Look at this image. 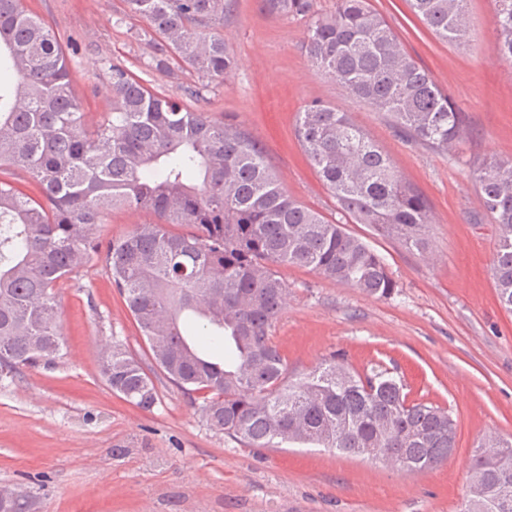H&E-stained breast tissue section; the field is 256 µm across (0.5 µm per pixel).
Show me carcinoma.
I'll list each match as a JSON object with an SVG mask.
<instances>
[{
	"label": "carcinoma",
	"mask_w": 512,
	"mask_h": 512,
	"mask_svg": "<svg viewBox=\"0 0 512 512\" xmlns=\"http://www.w3.org/2000/svg\"><path fill=\"white\" fill-rule=\"evenodd\" d=\"M123 2L117 22L142 20L152 31L148 66L189 69L198 84L162 96L114 61L112 111L89 130L69 67L73 39L62 41L26 0H0V172L22 171L37 190L0 179V377L62 357L55 288L100 252L99 227L112 211L131 208L153 220L105 245L112 284L152 361L184 394L202 396L210 426L252 448H394L391 463L410 474L446 462L456 434L447 410L409 401L401 378L380 366L360 374L333 357L294 379L271 336L288 292L281 266L389 295L395 283L384 258L344 224H366L429 256L426 198L347 113L314 101L299 112L295 134L343 221L293 199L242 125L190 105L236 69L220 33L229 0ZM410 2L436 36L471 39L468 0ZM265 3L303 20L312 65L408 139L437 151L463 140L464 113L369 0H336L329 14L312 0ZM496 4L497 51L512 62V0ZM152 170L163 177L148 178ZM476 181L498 226L497 298L512 311V159L484 161ZM101 373L135 406L157 403L149 373L123 344H112ZM495 448L512 450V438L480 440L464 512H498L499 497L512 495V474L488 461ZM32 506L29 495L0 489V512Z\"/></svg>",
	"instance_id": "carcinoma-1"
}]
</instances>
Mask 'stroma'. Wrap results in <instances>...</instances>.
<instances>
[{
  "label": "stroma",
  "mask_w": 512,
  "mask_h": 512,
  "mask_svg": "<svg viewBox=\"0 0 512 512\" xmlns=\"http://www.w3.org/2000/svg\"><path fill=\"white\" fill-rule=\"evenodd\" d=\"M370 4L464 112L467 134L458 147L417 144L350 97L306 57L304 21L269 14L262 0H234L225 17L224 42L237 67L211 83L208 108L246 128L288 195L327 218H337L336 200L295 136L299 112L313 101L348 113L427 199L431 256L366 225L348 227L384 257L395 283L389 296L282 269L288 294L272 340L293 377L333 355L359 372L374 364L397 371L410 398L452 415V455L409 474L312 446L247 448L211 429L198 402L159 372L157 404L132 405L102 378L100 352L119 341L144 359L148 345L98 254L56 290L62 358L0 379V487L30 491L35 512H462L477 440L490 432L512 436V312L497 298L498 230L476 185L484 159L512 157V63L496 53L494 0H468L472 37L465 46L438 38L408 0ZM30 5L78 43L72 70L88 123L112 107V59L166 95L197 80L189 70L146 67L150 28L119 22L122 0Z\"/></svg>",
  "instance_id": "obj_1"
}]
</instances>
